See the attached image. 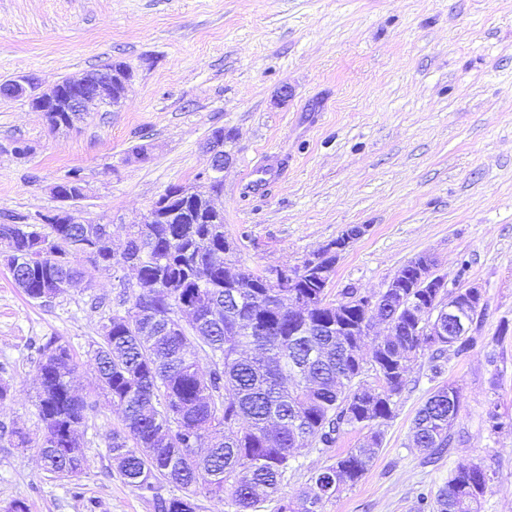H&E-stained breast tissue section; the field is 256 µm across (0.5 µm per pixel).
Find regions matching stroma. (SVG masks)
I'll return each instance as SVG.
<instances>
[{"mask_svg": "<svg viewBox=\"0 0 512 512\" xmlns=\"http://www.w3.org/2000/svg\"><path fill=\"white\" fill-rule=\"evenodd\" d=\"M116 60L134 73L121 106H90L70 129L50 131L25 100L0 98V223L54 212L52 186L77 170L73 217L109 222L120 247L169 186L203 185L205 142L229 130L220 203L241 264L295 266L359 226L331 298L379 292L426 255L449 289L478 288L486 303L474 346L440 375L427 358L413 364L372 466L325 512H414L419 494L436 496L471 461L495 472L479 512H512V0H0V82L31 74L48 88ZM18 141L27 155L14 154ZM266 153L284 172L252 185ZM135 287L133 270H100L42 304L0 265V423L40 431L36 349L51 338L70 346L77 389H93L102 319ZM446 383L461 390L460 439L430 465L410 429ZM120 426L100 404L84 436L89 464L70 478L46 471L37 449L1 442L0 512L17 499L27 512H154L111 464ZM362 440L347 428L327 452L298 450L288 499Z\"/></svg>", "mask_w": 512, "mask_h": 512, "instance_id": "stroma-1", "label": "stroma"}]
</instances>
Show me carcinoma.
Here are the masks:
<instances>
[{
    "label": "carcinoma",
    "mask_w": 512,
    "mask_h": 512,
    "mask_svg": "<svg viewBox=\"0 0 512 512\" xmlns=\"http://www.w3.org/2000/svg\"><path fill=\"white\" fill-rule=\"evenodd\" d=\"M82 190L74 171L59 185L67 198L81 197ZM179 192L172 185L153 203L155 213L172 220L129 225L119 252L108 225L99 222L49 224L45 232L0 224V264L32 300L50 302L65 293L62 284L85 278L88 264L116 270L134 261L139 288L101 325L96 399L75 392L71 350L51 339L37 348L41 432L1 423L0 439L38 449L59 478L77 475L88 465L81 428L102 396L122 414L109 458L155 512H198L202 498L224 500L234 512H259L272 501L278 512H294L282 493L294 451L322 452L345 427L369 429L359 447L310 476L305 512H324L342 485H355L371 467L381 427L393 418L407 383L406 367L390 376L387 389L373 392V363L393 370L411 362L417 349L429 355L437 375L448 353L467 351L475 337L426 336L415 314L398 310L391 318L395 335L376 340L366 359L360 296L348 290L331 300L325 288L322 271L333 275L336 242L293 267V283L284 288L266 271L242 267L224 220L213 221L204 204ZM403 274L406 292L450 295L446 288L417 287L409 263ZM235 284L242 298L232 301ZM458 399V388L442 385L416 413L413 441L429 463L452 447ZM492 478L481 463L461 464L433 503L424 495L418 509L478 512ZM166 485L181 494L164 496Z\"/></svg>",
    "instance_id": "cac0c4a2"
}]
</instances>
